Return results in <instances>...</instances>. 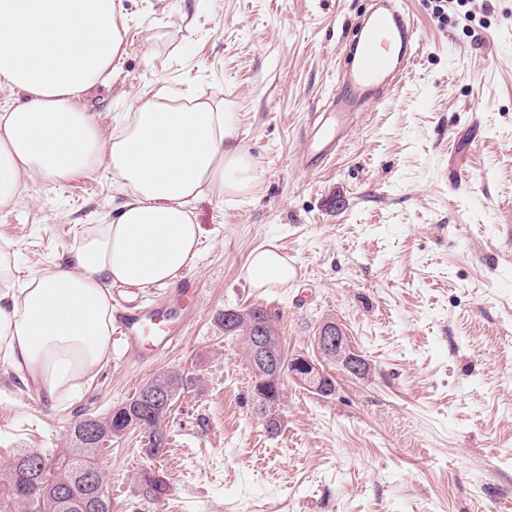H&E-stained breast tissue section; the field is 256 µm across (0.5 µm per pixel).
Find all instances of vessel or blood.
Segmentation results:
<instances>
[{
	"instance_id": "vessel-or-blood-1",
	"label": "vessel or blood",
	"mask_w": 512,
	"mask_h": 512,
	"mask_svg": "<svg viewBox=\"0 0 512 512\" xmlns=\"http://www.w3.org/2000/svg\"><path fill=\"white\" fill-rule=\"evenodd\" d=\"M419 48L418 29L403 0H381L360 27L331 110L313 129L303 158L306 166L324 165L335 157L357 113L403 80ZM199 295L196 280L184 277L177 282L173 301L158 300L137 309L115 305L113 325L128 357L148 364L171 353L196 319Z\"/></svg>"
}]
</instances>
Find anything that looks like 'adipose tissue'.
Instances as JSON below:
<instances>
[{
	"label": "adipose tissue",
	"mask_w": 512,
	"mask_h": 512,
	"mask_svg": "<svg viewBox=\"0 0 512 512\" xmlns=\"http://www.w3.org/2000/svg\"><path fill=\"white\" fill-rule=\"evenodd\" d=\"M125 31L118 0H0V82L22 95L0 106V211L29 185L102 167L126 195L115 221L84 225L65 261L27 279L0 244V365L53 402L108 362L112 286L165 285L194 263L202 229L189 204L257 188L232 113L206 103L136 101L102 140L76 97L111 71ZM246 277L280 288L295 271L268 247L251 254Z\"/></svg>",
	"instance_id": "obj_1"
}]
</instances>
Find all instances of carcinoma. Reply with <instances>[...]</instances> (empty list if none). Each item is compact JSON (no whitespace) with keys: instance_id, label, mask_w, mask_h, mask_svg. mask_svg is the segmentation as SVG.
<instances>
[{"instance_id":"obj_1","label":"carcinoma","mask_w":512,"mask_h":512,"mask_svg":"<svg viewBox=\"0 0 512 512\" xmlns=\"http://www.w3.org/2000/svg\"><path fill=\"white\" fill-rule=\"evenodd\" d=\"M255 320L274 324L268 311L258 306L243 313L230 326L224 323V314L217 317L224 335L244 345L249 344L251 324ZM252 374L253 397L258 402L254 413L260 420L265 417L271 419L272 426L266 425L264 429L269 435L275 436L283 426L281 417L276 413L282 382L266 379V375L255 368ZM196 382V378L179 372L160 373L142 384L125 404L100 418L102 429L110 438L119 439L129 424L141 423V430L147 438L144 451L147 456L156 459L165 453L168 445V436L163 428L168 415L159 408H147L142 403L144 391L163 387L176 398L182 390ZM66 441L67 447L57 455L25 452L0 467V508L4 512H112V500L108 493L98 495L93 486L77 478L82 471L99 472L95 448L84 445L79 434V423L70 427ZM142 491L146 499L159 504L169 494V482L164 475L153 470L143 475Z\"/></svg>"}]
</instances>
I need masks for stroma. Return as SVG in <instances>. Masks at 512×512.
I'll return each instance as SVG.
<instances>
[{
    "label": "stroma",
    "instance_id": "stroma-1",
    "mask_svg": "<svg viewBox=\"0 0 512 512\" xmlns=\"http://www.w3.org/2000/svg\"><path fill=\"white\" fill-rule=\"evenodd\" d=\"M127 34L112 77L80 99L110 138L131 101L166 87L234 114L255 161L252 196L190 204L203 230L186 273L200 286L182 344L141 366L120 344L80 393L37 402L0 367V465L55 453L70 426L106 416L151 377L197 383L167 420L158 460L135 429L97 460L112 512H158L138 483L164 471L159 512H512V0H407L425 44L368 105L327 167L301 155L371 0H121ZM125 195L107 169L44 182L0 212L20 277L68 257L85 224ZM283 249L285 288H255L251 253ZM260 306L286 356L336 380L327 398L285 376L284 428L253 411L252 370L217 315ZM337 321L367 372L322 357Z\"/></svg>",
    "mask_w": 512,
    "mask_h": 512
}]
</instances>
